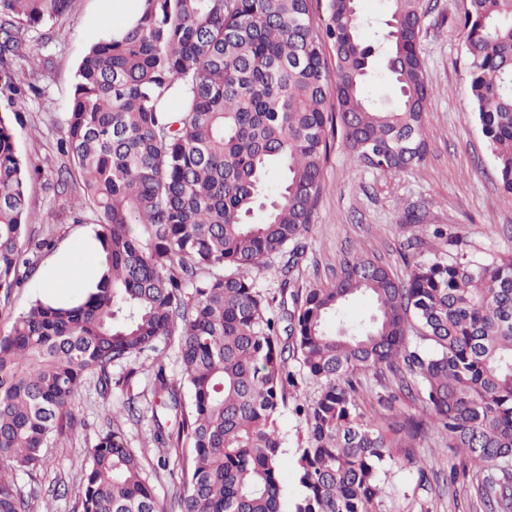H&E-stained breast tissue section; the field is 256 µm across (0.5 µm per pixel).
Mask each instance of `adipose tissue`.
Returning <instances> with one entry per match:
<instances>
[{
	"mask_svg": "<svg viewBox=\"0 0 512 512\" xmlns=\"http://www.w3.org/2000/svg\"><path fill=\"white\" fill-rule=\"evenodd\" d=\"M101 260L92 231H85L74 244L57 250L47 261L39 281L44 298L79 299L87 288L93 287Z\"/></svg>",
	"mask_w": 512,
	"mask_h": 512,
	"instance_id": "obj_1",
	"label": "adipose tissue"
}]
</instances>
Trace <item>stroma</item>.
Segmentation results:
<instances>
[{"label": "stroma", "instance_id": "obj_1", "mask_svg": "<svg viewBox=\"0 0 512 512\" xmlns=\"http://www.w3.org/2000/svg\"><path fill=\"white\" fill-rule=\"evenodd\" d=\"M101 0H73L69 12L55 29L58 39L50 50L41 48V32L28 29L26 48L45 51L49 62L34 92L18 101L0 95V114L7 115L19 152L44 174L60 165L56 143L63 134L67 102L78 64L86 50V36L100 28ZM469 0H426L419 49L428 81L435 93L427 104L428 151L425 161L398 173H383L358 164L342 142H334L324 169L325 190L313 223L304 238L305 255L299 280L303 287L327 286L338 277L344 262L359 248L390 268L398 276L407 272L403 255L409 240L418 238L421 260L448 258L447 234L461 237L472 255L512 254V198L504 196L494 174V157L481 132L470 96L464 47L459 36ZM418 208L425 221L406 224L404 209ZM92 217L82 205L81 194L71 190L63 197L45 192L40 184L30 190L27 230L31 235L48 234L56 243L72 239L78 227L75 210ZM54 211L53 223L40 219ZM442 228L444 238L433 235ZM163 356L168 374L179 378L180 361L175 344L161 345L159 352H145L135 360L112 367V391L101 394L95 375H88L74 402L76 428L51 442L47 468L30 475L16 471L15 479L32 499L34 512H77L80 477L87 451L107 426L108 411L120 408L130 396L140 407L152 398V363ZM130 385H123V378ZM119 426L129 448L139 456L144 473L159 500L169 499L179 485L180 470L191 456L189 445H181L172 471H157L159 452L150 442L152 420L120 418ZM284 439V469L281 481L285 500L297 497L301 488L294 475L296 450L303 440L305 424L292 408L279 418ZM394 464L384 484L382 512H483L473 488L457 490L439 477L452 455L447 436L429 430L407 457L404 449H393ZM434 472L427 483H419V462Z\"/></svg>", "mask_w": 512, "mask_h": 512}]
</instances>
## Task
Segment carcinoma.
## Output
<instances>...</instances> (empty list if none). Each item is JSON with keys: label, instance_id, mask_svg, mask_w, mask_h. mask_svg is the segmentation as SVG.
Here are the masks:
<instances>
[{"label": "carcinoma", "instance_id": "obj_1", "mask_svg": "<svg viewBox=\"0 0 512 512\" xmlns=\"http://www.w3.org/2000/svg\"><path fill=\"white\" fill-rule=\"evenodd\" d=\"M136 18L92 33L76 74L62 137L66 162L50 185L79 177L96 215L101 275L83 301L37 298L0 336V512H31L16 467L44 466V448L75 428L72 405L90 374L111 387L112 365L177 339L180 379L157 355L152 442L164 453L189 441L182 491L161 503L114 424L88 450L78 512H283L279 416L288 405V359L300 355L320 384L298 403L301 493L289 512H381L390 449L413 448L429 427L460 457L448 482L471 480L487 512H512V255L479 262L458 240L448 261L404 259L402 280L364 249L326 288H304L299 240L324 191L335 138L384 173L427 153V102L435 88L421 56L420 0H389L378 44L359 0H137ZM462 22L469 92L512 195V0H469ZM72 0H0V94L22 98L39 78L25 27L45 29ZM397 92L370 98L375 54ZM30 59L31 71L14 68ZM179 93L180 108L163 106ZM282 173L266 194L272 173ZM0 116V292L29 276L23 249L30 185ZM278 261L281 314L257 274ZM372 309L351 321V302ZM388 369L418 411L393 421L362 404L356 374ZM189 400H184L182 389ZM175 421L176 430L167 426Z\"/></svg>", "mask_w": 512, "mask_h": 512}]
</instances>
